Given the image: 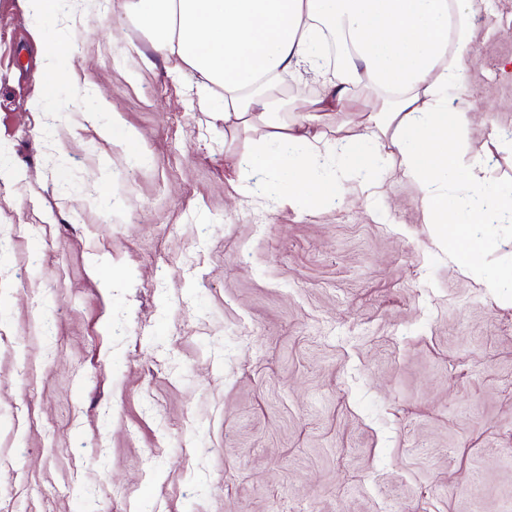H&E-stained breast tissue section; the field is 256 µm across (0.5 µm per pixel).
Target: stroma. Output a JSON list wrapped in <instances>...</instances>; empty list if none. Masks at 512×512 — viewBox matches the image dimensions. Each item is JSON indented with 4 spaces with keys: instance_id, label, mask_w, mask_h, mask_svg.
<instances>
[{
    "instance_id": "1",
    "label": "stroma",
    "mask_w": 512,
    "mask_h": 512,
    "mask_svg": "<svg viewBox=\"0 0 512 512\" xmlns=\"http://www.w3.org/2000/svg\"><path fill=\"white\" fill-rule=\"evenodd\" d=\"M471 59L466 142L512 189V0ZM195 83L126 0H0V512H512V281L377 158L373 197L275 206ZM468 232L512 269V216ZM44 56L46 60V68L43 71L42 83L45 87L46 95L54 94L58 82L60 53L56 45L44 43Z\"/></svg>"
}]
</instances>
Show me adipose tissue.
I'll return each mask as SVG.
<instances>
[{"mask_svg":"<svg viewBox=\"0 0 512 512\" xmlns=\"http://www.w3.org/2000/svg\"><path fill=\"white\" fill-rule=\"evenodd\" d=\"M480 0H130V8L171 74L193 71L199 94L225 129L253 135L252 166L288 176V201L315 209L356 179L365 146L398 163L423 191L426 223L458 264L469 262L468 224L437 183L457 178L474 206L468 223L512 212V192L479 177L465 139L463 73ZM345 49L327 59L329 38ZM314 79L320 105L342 104L364 81L381 107L336 138L310 132L314 114L289 120L275 109L287 79Z\"/></svg>","mask_w":512,"mask_h":512,"instance_id":"1","label":"adipose tissue"}]
</instances>
